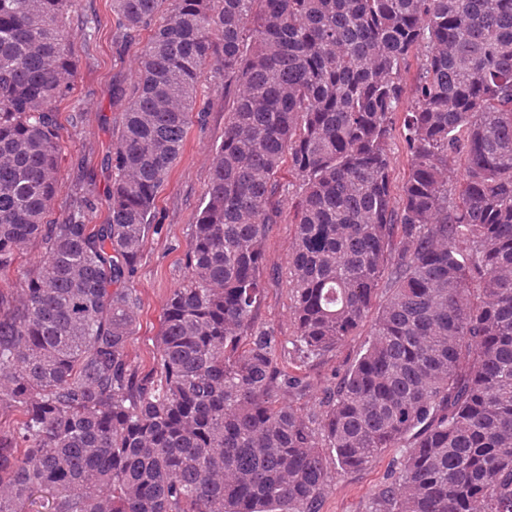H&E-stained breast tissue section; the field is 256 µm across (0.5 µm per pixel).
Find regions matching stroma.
<instances>
[{"mask_svg": "<svg viewBox=\"0 0 512 512\" xmlns=\"http://www.w3.org/2000/svg\"><path fill=\"white\" fill-rule=\"evenodd\" d=\"M70 34L77 60L74 86L57 105L62 148L59 190L50 214L61 219L74 189L83 181L95 187V205L87 221L105 223L106 196L112 183V135L122 107L112 99V87L131 86L138 76L137 50L149 35L142 30L134 43L116 39L112 0H80L72 15ZM197 113H194L183 151L160 189L155 205L157 231L149 233L129 279L139 297L137 320L127 344L132 365L142 373L154 366L157 341L163 328L164 310L171 292L187 276L186 252L193 215L209 179L212 153L224 136V79L203 71L198 81ZM280 182L286 187L283 215L272 225L265 245L264 289L255 313L258 328L276 337L280 354L292 350L293 301L288 288V257L294 239L293 213L300 201V181L290 166H283ZM360 329L335 352L303 367L304 395L284 393V404L319 416L327 388L334 386L356 360L367 337ZM403 449L389 448L365 468L343 473L333 458H326L325 490L319 512H372L373 503L398 468Z\"/></svg>", "mask_w": 512, "mask_h": 512, "instance_id": "35a3bbf8", "label": "stroma"}]
</instances>
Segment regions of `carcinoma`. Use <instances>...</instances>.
Listing matches in <instances>:
<instances>
[{
	"label": "carcinoma",
	"mask_w": 512,
	"mask_h": 512,
	"mask_svg": "<svg viewBox=\"0 0 512 512\" xmlns=\"http://www.w3.org/2000/svg\"><path fill=\"white\" fill-rule=\"evenodd\" d=\"M165 3L138 81L114 91L109 218L92 227L90 181L48 220L79 0H0V271L45 250L20 294L0 292V417L24 412L0 428V512H318L325 448L343 472L406 449L378 512H512V0H112L118 37ZM207 67L230 96L224 139L140 374L125 283ZM286 160L302 191L294 362L378 307L315 420L280 402L306 385L254 324ZM390 152L393 163L392 177L395 189L400 187L408 170L407 155L402 138L396 132L390 142Z\"/></svg>",
	"instance_id": "carcinoma-1"
}]
</instances>
